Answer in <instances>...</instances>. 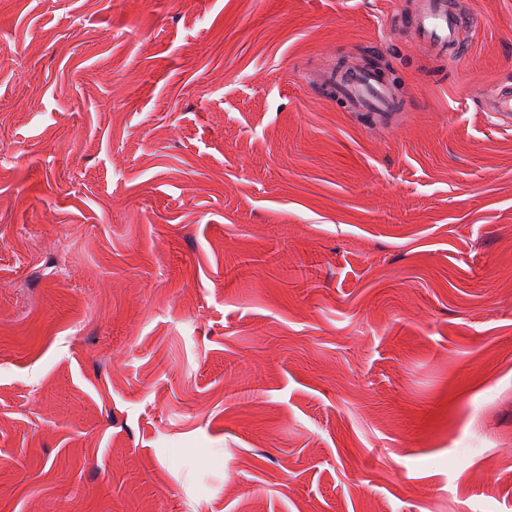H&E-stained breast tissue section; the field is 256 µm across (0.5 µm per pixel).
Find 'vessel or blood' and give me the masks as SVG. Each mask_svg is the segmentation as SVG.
Masks as SVG:
<instances>
[{"instance_id": "obj_1", "label": "vessel or blood", "mask_w": 512, "mask_h": 512, "mask_svg": "<svg viewBox=\"0 0 512 512\" xmlns=\"http://www.w3.org/2000/svg\"><path fill=\"white\" fill-rule=\"evenodd\" d=\"M414 44L429 55L451 61L461 57L467 24L452 0H417L412 18ZM326 88L352 111L387 117L401 111L403 103L384 76L357 63L330 72ZM481 111L495 115L501 126L512 127V86H501L482 97Z\"/></svg>"}]
</instances>
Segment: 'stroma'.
Instances as JSON below:
<instances>
[{
  "instance_id": "35a3bbf8",
  "label": "stroma",
  "mask_w": 512,
  "mask_h": 512,
  "mask_svg": "<svg viewBox=\"0 0 512 512\" xmlns=\"http://www.w3.org/2000/svg\"><path fill=\"white\" fill-rule=\"evenodd\" d=\"M410 7L0 0V512H512V0ZM412 28L419 50L448 61L463 54L467 24L452 1L418 0ZM325 85L336 102L345 103L353 112L387 117L403 109L397 92L384 76L361 64L346 63L336 68L327 75ZM482 112H493L501 126L512 127V86H500L479 101Z\"/></svg>"
}]
</instances>
